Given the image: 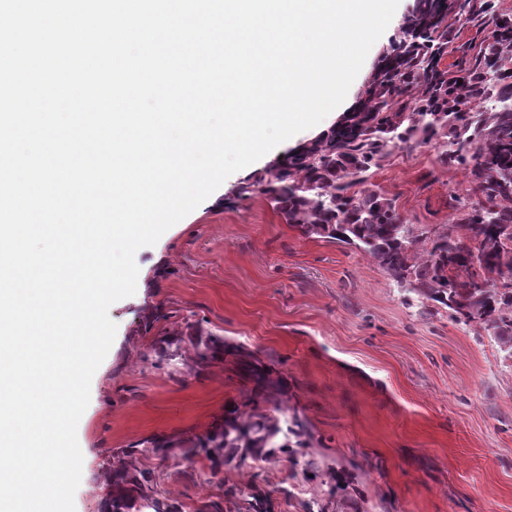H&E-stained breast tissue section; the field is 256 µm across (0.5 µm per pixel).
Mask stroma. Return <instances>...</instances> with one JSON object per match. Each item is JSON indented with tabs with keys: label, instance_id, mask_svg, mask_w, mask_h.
<instances>
[{
	"label": "stroma",
	"instance_id": "1",
	"mask_svg": "<svg viewBox=\"0 0 512 512\" xmlns=\"http://www.w3.org/2000/svg\"><path fill=\"white\" fill-rule=\"evenodd\" d=\"M482 29L455 19L444 60L491 37L512 0H493ZM400 0L371 47L334 125L358 105L404 16ZM283 142L230 175L155 245L138 250L137 288L108 311L117 332L95 372L81 432L87 462L75 512H102L118 466L148 471L160 500L183 512L223 505L241 512H512V361L487 332L406 292L364 252L285 224L238 185L310 138ZM442 144L395 151L372 181L405 223L453 221L468 178L445 164ZM256 356L276 388L256 389L233 355L197 358L195 331ZM301 417L318 467L234 459L220 470L195 457L126 455L143 438L208 434L228 410Z\"/></svg>",
	"mask_w": 512,
	"mask_h": 512
}]
</instances>
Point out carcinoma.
Here are the masks:
<instances>
[{"instance_id":"cac0c4a2","label":"carcinoma","mask_w":512,"mask_h":512,"mask_svg":"<svg viewBox=\"0 0 512 512\" xmlns=\"http://www.w3.org/2000/svg\"><path fill=\"white\" fill-rule=\"evenodd\" d=\"M486 7L485 0H419L372 73L360 106L241 183L236 197L260 194L302 235L368 253L398 284L492 334L512 357V236L504 234L512 226V16L500 17L495 35L466 60L464 82L443 63V13L475 23ZM487 99L496 106L476 110ZM432 140L451 146L445 160L467 173L470 194L480 201L459 202L454 223L442 230L404 223L395 201L369 183L371 168L393 149L411 151ZM192 340L203 362L224 354V342L209 334L198 331ZM291 435L297 447H308L297 417L285 428L267 413L246 422L228 413L188 448L154 437L126 453L203 457L215 466L278 452L294 459ZM153 494L149 474L118 467L109 512H181Z\"/></svg>"}]
</instances>
